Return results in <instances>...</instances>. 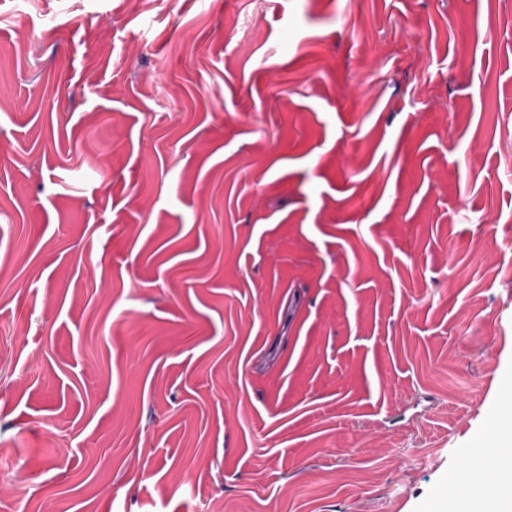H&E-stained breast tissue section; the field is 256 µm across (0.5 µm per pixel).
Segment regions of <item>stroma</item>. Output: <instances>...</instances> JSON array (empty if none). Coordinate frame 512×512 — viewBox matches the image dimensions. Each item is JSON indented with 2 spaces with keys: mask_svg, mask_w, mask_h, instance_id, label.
<instances>
[{
  "mask_svg": "<svg viewBox=\"0 0 512 512\" xmlns=\"http://www.w3.org/2000/svg\"><path fill=\"white\" fill-rule=\"evenodd\" d=\"M509 154L502 0H0V512H449Z\"/></svg>",
  "mask_w": 512,
  "mask_h": 512,
  "instance_id": "35a3bbf8",
  "label": "stroma"
}]
</instances>
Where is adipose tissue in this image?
<instances>
[{"label":"adipose tissue","mask_w":512,"mask_h":512,"mask_svg":"<svg viewBox=\"0 0 512 512\" xmlns=\"http://www.w3.org/2000/svg\"><path fill=\"white\" fill-rule=\"evenodd\" d=\"M471 459V492L456 499L453 512H512V448H482Z\"/></svg>","instance_id":"1"}]
</instances>
